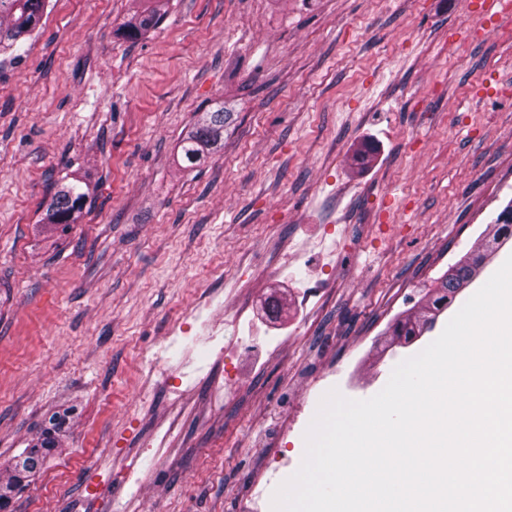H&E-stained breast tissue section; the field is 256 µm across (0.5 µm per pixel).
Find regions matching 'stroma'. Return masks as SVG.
<instances>
[{
  "label": "stroma",
  "instance_id": "stroma-1",
  "mask_svg": "<svg viewBox=\"0 0 512 512\" xmlns=\"http://www.w3.org/2000/svg\"><path fill=\"white\" fill-rule=\"evenodd\" d=\"M476 2L171 0L130 40L144 0H48L0 52V474L69 416L13 512H271L322 397L442 333L473 288L388 344L512 201V22L459 36ZM81 178L90 212L45 223ZM234 112H225L224 103H218L205 112H197L193 128L178 145V154L184 169H193L218 147L224 145V132L233 122Z\"/></svg>",
  "mask_w": 512,
  "mask_h": 512
}]
</instances>
